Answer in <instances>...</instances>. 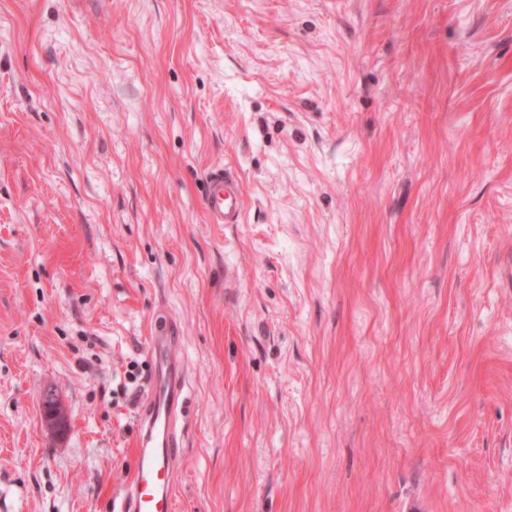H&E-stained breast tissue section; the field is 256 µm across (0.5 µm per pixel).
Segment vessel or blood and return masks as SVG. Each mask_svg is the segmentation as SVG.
I'll return each instance as SVG.
<instances>
[{"label": "vessel or blood", "mask_w": 512, "mask_h": 512, "mask_svg": "<svg viewBox=\"0 0 512 512\" xmlns=\"http://www.w3.org/2000/svg\"><path fill=\"white\" fill-rule=\"evenodd\" d=\"M203 205L211 223H240L243 202L238 180L221 168L209 171ZM180 343L179 332L167 323L158 324L149 340L151 371L139 414L136 468L118 512H175L186 403Z\"/></svg>", "instance_id": "b4317fda"}]
</instances>
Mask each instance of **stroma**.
I'll list each match as a JSON object with an SVG mask.
<instances>
[{"label":"stroma","mask_w":512,"mask_h":512,"mask_svg":"<svg viewBox=\"0 0 512 512\" xmlns=\"http://www.w3.org/2000/svg\"><path fill=\"white\" fill-rule=\"evenodd\" d=\"M159 321L176 512H512V0H0V512H113ZM203 205L213 224L240 223L243 202L239 181L223 168L209 171L206 175ZM55 396L51 392H46L42 398V408L44 419L48 425L61 433L66 424V415L59 402L55 401Z\"/></svg>","instance_id":"35a3bbf8"}]
</instances>
